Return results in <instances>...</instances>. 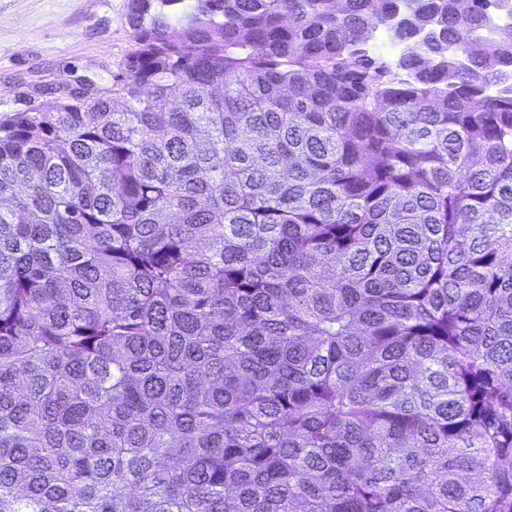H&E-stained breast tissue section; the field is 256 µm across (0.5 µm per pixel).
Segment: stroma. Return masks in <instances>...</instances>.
<instances>
[{"label":"stroma","instance_id":"obj_1","mask_svg":"<svg viewBox=\"0 0 512 512\" xmlns=\"http://www.w3.org/2000/svg\"><path fill=\"white\" fill-rule=\"evenodd\" d=\"M129 0H0V116L126 76Z\"/></svg>","mask_w":512,"mask_h":512}]
</instances>
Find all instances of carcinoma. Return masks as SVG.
I'll return each mask as SVG.
<instances>
[{"instance_id":"carcinoma-1","label":"carcinoma","mask_w":512,"mask_h":512,"mask_svg":"<svg viewBox=\"0 0 512 512\" xmlns=\"http://www.w3.org/2000/svg\"><path fill=\"white\" fill-rule=\"evenodd\" d=\"M492 11L131 0L121 83L0 119V512H512Z\"/></svg>"}]
</instances>
